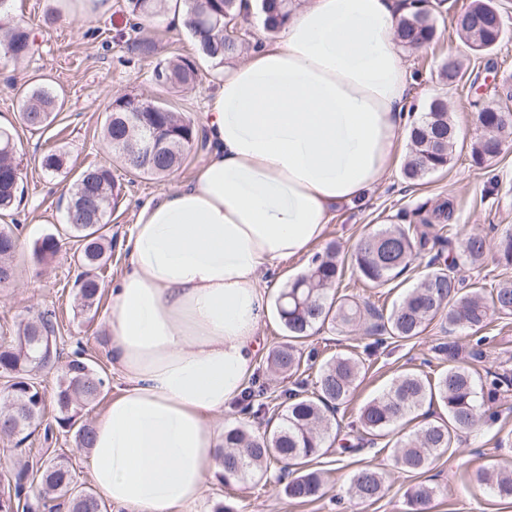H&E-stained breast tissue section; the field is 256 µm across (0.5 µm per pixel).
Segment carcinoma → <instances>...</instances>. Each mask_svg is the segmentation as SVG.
Segmentation results:
<instances>
[{
	"instance_id": "cac0c4a2",
	"label": "carcinoma",
	"mask_w": 512,
	"mask_h": 512,
	"mask_svg": "<svg viewBox=\"0 0 512 512\" xmlns=\"http://www.w3.org/2000/svg\"><path fill=\"white\" fill-rule=\"evenodd\" d=\"M11 0H0V55L20 62L35 53V37L30 27L14 21ZM167 0H127L126 12L132 20L130 30L136 36L129 47L143 57L154 54V42L139 36L145 23L165 13ZM242 0H183L185 28L195 39L200 53L214 65L238 56L245 40L239 35ZM290 0H259L264 29L278 33L288 19ZM412 10L402 19L397 31L401 45L419 49L435 36V16L431 10L411 2ZM496 13L491 0H472L471 5L454 18L457 34L478 53L497 47L504 28L495 26ZM462 65L444 63L440 77L453 87L463 78ZM195 61L182 56L159 60L152 69L153 81L173 92L190 87L196 80ZM59 93L45 85L20 92L19 118L30 130H44L55 119ZM481 132L471 146L475 166L484 167L512 142V111L490 104L478 113ZM166 141L161 153H148L134 161L127 141L134 128ZM102 138L112 154L129 170L156 179H164L181 167L199 143V134L191 119L166 103L137 95H122L112 101L105 113ZM457 131L443 97L432 99L411 125L409 150L402 175L409 181L442 172L451 162ZM22 159L10 133L0 130V213L15 207L23 194V185L15 180ZM41 168L51 174H69L70 159L61 150L41 157ZM125 193L122 184L107 166L81 170L68 189L66 222L54 233L37 240L33 253L40 263L54 259L64 242L72 243L73 258L80 272L74 286L80 313L94 320L103 294L101 271L112 256L108 225L112 213L121 205ZM414 224H383L364 235L351 254V264L371 287L387 284L420 258L430 257V270L395 302L389 312L345 296L329 297L341 281L344 262L339 246L331 242L316 255L294 280L288 282L276 300L278 317L288 332L289 342L273 350L267 358L268 371L288 379L296 376L303 353L296 342L326 324L341 333L361 331L375 341L361 352L336 355L320 369L313 390L302 380L281 394L278 424L270 431L256 433L245 426L224 430L222 478L224 484L244 482L267 474L270 465H279L276 483L291 499L307 501L320 493L322 472L303 465L323 455L326 435L332 420L347 406L350 396L369 360L387 340L410 341L420 338L436 320L469 330L476 339L462 344L442 341L434 352L448 361V368L436 378L423 372L404 371L397 375L380 395L359 410L358 423L352 425L349 443L336 449L339 455L354 453L375 445L411 421L424 404L436 403L441 412L426 421L416 432L397 440L393 461L397 469L408 473L426 470L435 459L455 447L461 434L497 420L494 405L508 397L512 379L491 369L480 373L473 363L488 358L486 337L479 335L494 314L512 316V284L501 283L486 290L459 274L465 265L481 263L489 253L499 263L512 265V233L500 237L496 245L478 234L460 240L453 236L456 208L453 198L440 201L427 211L415 212ZM17 237L12 228L0 226V275L14 273L12 259ZM55 316L41 312L19 326L10 343L0 345V377L8 382L9 400L0 410V435L19 447L9 473V492L0 495V512H106V505L92 487L77 479L71 459L63 454L43 455L35 461L22 445L40 426L44 436L53 430L73 434L77 448L92 446L93 427L84 415L111 389V378L94 357L78 347L65 355L57 347ZM55 369L59 372L53 394L54 422L42 425L45 393L35 374ZM473 479L489 487L501 498H512V468H482ZM37 486V493L30 492ZM384 490L382 473L371 466L359 469L351 478L349 496L359 503L379 499ZM436 488L424 482L405 492L407 512H425L435 499Z\"/></svg>"
}]
</instances>
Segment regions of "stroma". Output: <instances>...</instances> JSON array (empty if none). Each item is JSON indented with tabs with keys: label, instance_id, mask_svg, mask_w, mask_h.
<instances>
[{
	"label": "stroma",
	"instance_id": "obj_1",
	"mask_svg": "<svg viewBox=\"0 0 512 512\" xmlns=\"http://www.w3.org/2000/svg\"><path fill=\"white\" fill-rule=\"evenodd\" d=\"M493 2L506 33L492 52L476 54L455 32L454 17L470 0H438L433 6L436 17L433 41L404 54L411 77L409 92L417 108H424L439 96L448 101L458 131L448 169L417 182L405 180L400 168L389 170L363 205L337 208L327 228L326 242H339L345 251H352L362 236L379 225L397 222L399 216L414 215L419 207L433 206L450 196L458 201L457 236L484 234L493 239L512 231V145L505 147L483 169L476 168L470 157V145L479 134L476 125L479 110L491 102L512 109V0ZM124 5L125 0H115L110 15L82 21L62 16L48 24L44 17L57 9L56 0H14V20L36 28L39 48L22 62L0 65V126L15 135L17 151L23 160L25 186L24 198L11 215L19 226L14 256L16 274L11 281L0 283V344L9 342L19 325L33 313L52 308L58 318L56 336L60 350L68 353L75 343H83L105 368L110 365L105 314L97 312L89 323L77 312L73 283L78 269L73 260L62 254L43 265L33 254L34 242L64 222L59 197L65 180L47 175L40 159L47 151L61 149L68 153L75 169L106 165L124 184L126 199L112 215V259L104 273L105 284H114L125 267L124 242L136 220L139 204L170 186L190 183L208 149L195 148L182 168L162 182L131 172L116 161L100 135L109 105L124 94L140 95L167 103L199 127L223 74L222 68L199 55L187 31L171 30L163 19L144 29L156 45L154 57L143 59L130 53L131 32L126 25ZM174 55L194 59L199 72L195 86L179 94L155 84L151 78L156 60ZM449 59L463 61L466 71L463 80L453 88L439 77L441 64ZM41 81L63 91L65 103L53 125L31 131L16 119L18 98L14 89ZM426 266V261H417L400 278L376 288L364 284L356 271L348 267L338 292L388 309L418 282ZM260 334L264 343L249 381L255 392L254 406L249 409L243 401L233 402L224 411L225 425L264 428L282 390L293 385L292 380L273 377L266 370L269 352L287 341L277 315L269 316ZM465 338V331L437 321L419 340L394 342L379 349L353 392L340 419L341 425L355 421L360 407L388 388L400 371L423 370L434 376L442 373L448 364L434 353V345ZM365 343V337L360 335H345L328 325L319 328L300 344L305 357L304 379L315 382L325 360L362 350ZM26 445L36 456L44 447L55 448L57 453L71 458L80 481L90 482V455L77 450L70 435L57 434L48 441L38 432ZM493 460L512 463V410H501L495 424L482 427L465 438L460 447L441 454L420 475L396 469L388 448L377 446L344 456L331 448L310 463L311 468L324 474V484L316 499L301 502L288 498L271 474L231 486L216 478L207 482L201 499L189 512H405L407 488L423 479L439 487L431 512H512L511 499L495 496L468 477L469 471ZM366 465L383 473L384 492L375 502L357 504L350 500L348 487L353 474Z\"/></svg>",
	"mask_w": 512,
	"mask_h": 512
}]
</instances>
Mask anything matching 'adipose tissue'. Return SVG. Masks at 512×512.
Segmentation results:
<instances>
[{"label":"adipose tissue","instance_id":"adipose-tissue-1","mask_svg":"<svg viewBox=\"0 0 512 512\" xmlns=\"http://www.w3.org/2000/svg\"><path fill=\"white\" fill-rule=\"evenodd\" d=\"M402 0H301L279 40L225 68L196 177L141 203L105 311L123 387L91 479L119 512H186L222 469L217 418L247 388L272 274L400 160Z\"/></svg>","mask_w":512,"mask_h":512}]
</instances>
